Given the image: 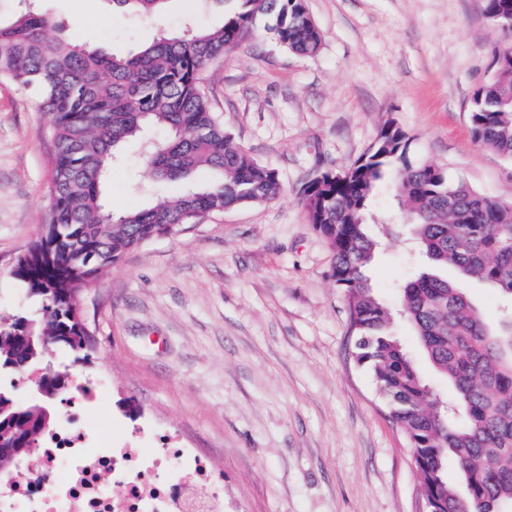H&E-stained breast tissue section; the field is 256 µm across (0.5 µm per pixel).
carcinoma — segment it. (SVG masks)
Here are the masks:
<instances>
[{
    "label": "carcinoma",
    "mask_w": 512,
    "mask_h": 512,
    "mask_svg": "<svg viewBox=\"0 0 512 512\" xmlns=\"http://www.w3.org/2000/svg\"><path fill=\"white\" fill-rule=\"evenodd\" d=\"M166 2L112 0L150 19ZM235 2L221 28L191 26L129 56L56 37L58 25L41 13L0 25V77L34 94L52 146L48 224L11 271L37 300V314L0 321V374L16 372V363L34 365L57 347L79 353L88 331L75 319V299L128 250L194 223L198 213L281 195L276 171L224 130L200 88V72L260 16L272 18L274 38L301 56L315 55L322 36L304 0ZM482 10L494 27L512 20V0H482ZM469 120L475 142L512 160L511 47L492 51V73L473 95ZM154 127L167 138L148 141ZM129 143L146 144L144 165L156 177L181 179L198 167L215 177L202 189L157 198L116 219L104 203L105 180ZM386 170L400 180L402 205L433 268L401 287L402 312L448 381L449 407L390 334L391 313L372 296L364 274L378 246L366 212ZM301 200L333 253L332 277L357 335V361L406 436L429 512H512V312L493 331L461 287L474 279L512 301V202L475 191L440 165L412 161L392 120L347 173L321 174ZM448 266L459 281L437 274ZM46 420L56 421L50 403L21 405L0 388V448L20 447L30 437L40 443L51 430ZM450 461L461 487L448 481Z\"/></svg>",
    "instance_id": "obj_1"
}]
</instances>
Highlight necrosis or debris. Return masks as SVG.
Wrapping results in <instances>:
<instances>
[{
    "mask_svg": "<svg viewBox=\"0 0 512 512\" xmlns=\"http://www.w3.org/2000/svg\"><path fill=\"white\" fill-rule=\"evenodd\" d=\"M222 475L182 448L89 445L66 417L13 481L0 512H224Z\"/></svg>",
    "mask_w": 512,
    "mask_h": 512,
    "instance_id": "necrosis-or-debris-1",
    "label": "necrosis or debris"
}]
</instances>
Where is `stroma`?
Masks as SVG:
<instances>
[{
    "instance_id": "1",
    "label": "stroma",
    "mask_w": 512,
    "mask_h": 512,
    "mask_svg": "<svg viewBox=\"0 0 512 512\" xmlns=\"http://www.w3.org/2000/svg\"><path fill=\"white\" fill-rule=\"evenodd\" d=\"M322 33L298 56L266 20L206 62L202 89L225 130L274 169L281 196L206 214L151 239L103 269L77 298L89 330L84 359L65 349L14 377L25 401L48 370L68 369L90 396L55 400L81 412L88 436L113 447L185 448L224 477V512H421L418 476L399 427L353 354L332 253L300 191L342 171L395 119L418 162L436 163L476 191L512 199V160L476 144L469 111L491 75V49L512 35L488 23L481 0H305ZM37 10L102 52L128 55L160 33L221 27L225 0H170L162 24L111 0H35ZM35 97L0 79V320L37 304L11 276L46 224L51 145ZM150 177L138 147L113 167L105 201L114 216L205 186ZM399 184L387 178L369 210L378 224L408 223ZM422 270L410 241L383 240L367 270L375 297L400 305ZM391 332L422 379L448 382L412 326Z\"/></svg>"
}]
</instances>
